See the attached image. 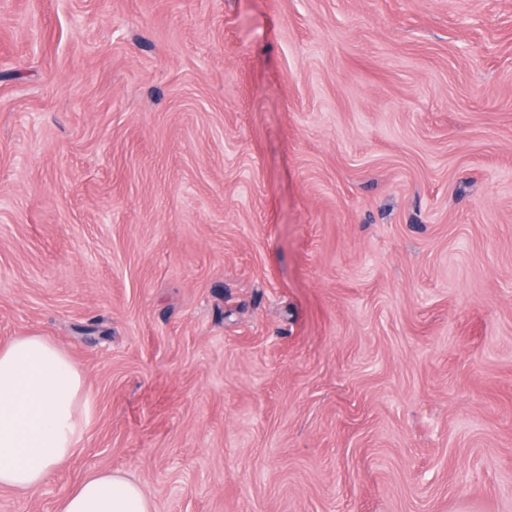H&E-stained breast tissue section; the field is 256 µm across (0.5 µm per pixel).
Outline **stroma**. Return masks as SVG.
I'll return each instance as SVG.
<instances>
[{
	"label": "stroma",
	"mask_w": 512,
	"mask_h": 512,
	"mask_svg": "<svg viewBox=\"0 0 512 512\" xmlns=\"http://www.w3.org/2000/svg\"><path fill=\"white\" fill-rule=\"evenodd\" d=\"M85 382L57 512H512V0H0V344ZM59 512H153L141 486L119 472L88 474L60 502Z\"/></svg>",
	"instance_id": "35a3bbf8"
}]
</instances>
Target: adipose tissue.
Returning <instances> with one entry per match:
<instances>
[{"label": "adipose tissue", "mask_w": 512, "mask_h": 512, "mask_svg": "<svg viewBox=\"0 0 512 512\" xmlns=\"http://www.w3.org/2000/svg\"><path fill=\"white\" fill-rule=\"evenodd\" d=\"M84 382L73 362L41 336L0 348V488L38 490L80 440ZM58 512H152L141 486L124 475L88 474Z\"/></svg>", "instance_id": "adipose-tissue-1"}]
</instances>
